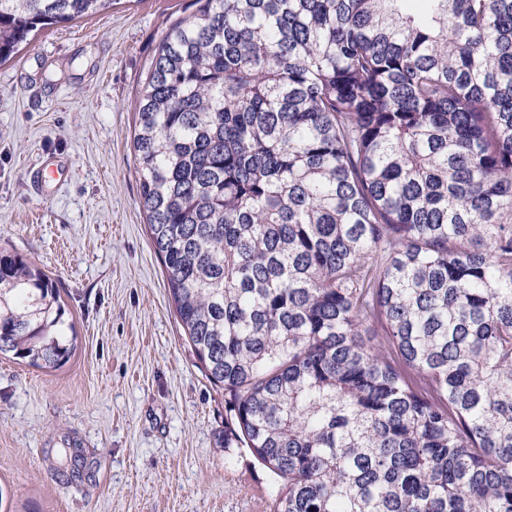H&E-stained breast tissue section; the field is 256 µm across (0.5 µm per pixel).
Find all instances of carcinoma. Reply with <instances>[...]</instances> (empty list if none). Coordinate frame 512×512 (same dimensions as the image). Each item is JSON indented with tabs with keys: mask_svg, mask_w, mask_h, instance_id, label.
I'll return each mask as SVG.
<instances>
[{
	"mask_svg": "<svg viewBox=\"0 0 512 512\" xmlns=\"http://www.w3.org/2000/svg\"><path fill=\"white\" fill-rule=\"evenodd\" d=\"M113 2L0 0V63ZM195 4L133 151L224 447L274 512H512V0ZM64 315L0 254L1 354L61 368Z\"/></svg>",
	"mask_w": 512,
	"mask_h": 512,
	"instance_id": "cac0c4a2",
	"label": "carcinoma"
}]
</instances>
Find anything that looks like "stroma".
I'll use <instances>...</instances> for the list:
<instances>
[{"mask_svg": "<svg viewBox=\"0 0 512 512\" xmlns=\"http://www.w3.org/2000/svg\"><path fill=\"white\" fill-rule=\"evenodd\" d=\"M192 0H117L0 63V252L58 288L77 335L47 372L0 356V512H271L223 448L224 391L168 298L132 138L144 73Z\"/></svg>", "mask_w": 512, "mask_h": 512, "instance_id": "1", "label": "stroma"}]
</instances>
